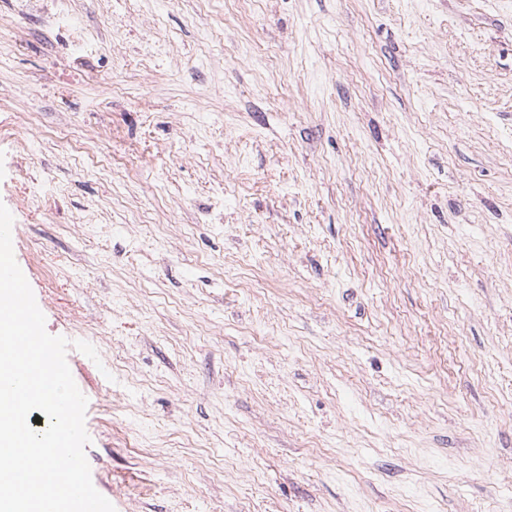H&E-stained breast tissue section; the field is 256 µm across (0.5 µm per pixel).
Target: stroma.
<instances>
[{
	"label": "stroma",
	"instance_id": "stroma-1",
	"mask_svg": "<svg viewBox=\"0 0 512 512\" xmlns=\"http://www.w3.org/2000/svg\"><path fill=\"white\" fill-rule=\"evenodd\" d=\"M0 203L116 512H512V0H0Z\"/></svg>",
	"mask_w": 512,
	"mask_h": 512
}]
</instances>
